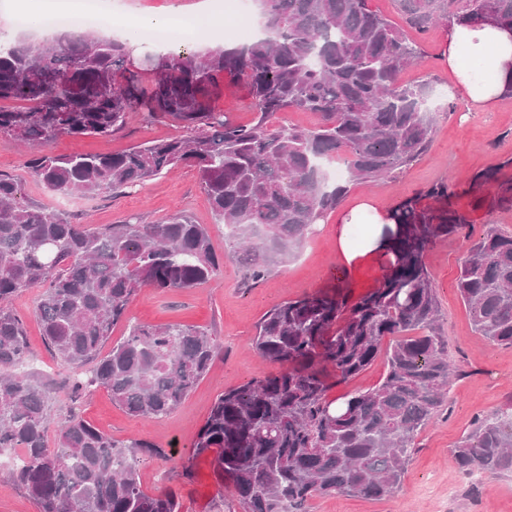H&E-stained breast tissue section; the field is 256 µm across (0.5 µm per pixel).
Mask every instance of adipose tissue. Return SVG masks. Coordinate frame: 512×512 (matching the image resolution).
<instances>
[{"label": "adipose tissue", "mask_w": 512, "mask_h": 512, "mask_svg": "<svg viewBox=\"0 0 512 512\" xmlns=\"http://www.w3.org/2000/svg\"><path fill=\"white\" fill-rule=\"evenodd\" d=\"M473 59L489 64L498 74H505L512 68V34L490 25L457 26L451 29L446 37L443 62L455 72L467 97L469 110L479 112L494 106L503 91V86L498 83L491 87L474 88L469 65ZM363 217L379 226L390 221L388 212L378 210L367 202L361 203L343 216V226L337 231V242L346 263L350 265L359 259L361 253L371 254L379 248L378 239L373 236L369 238L364 252L348 249L346 227L358 223Z\"/></svg>", "instance_id": "ef3b65f1"}]
</instances>
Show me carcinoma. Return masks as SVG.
<instances>
[{
	"label": "carcinoma",
	"instance_id": "carcinoma-1",
	"mask_svg": "<svg viewBox=\"0 0 512 512\" xmlns=\"http://www.w3.org/2000/svg\"><path fill=\"white\" fill-rule=\"evenodd\" d=\"M256 2L268 36L241 48L148 55L139 70L127 67V44L106 33L31 42L0 30V135L26 145L24 167L64 194L130 192L173 169L196 170L226 229L224 256L258 281L295 254L352 185L394 178L430 150V83L400 82L422 62L415 36L484 22L512 32V0H393L401 26L370 0ZM239 85L255 112L249 124L217 111L224 91ZM290 109L319 120L273 126ZM136 111L186 134L112 155L48 150L62 136H110ZM333 159L348 180L328 181L323 167ZM499 173L474 174L471 188L495 183L498 202L512 205V181ZM453 195L438 182L391 210L394 227L382 231L391 259L365 294L321 290L260 319L254 347L283 370L225 389L192 447L211 456L216 482L241 512H308L332 493L381 499L402 488L454 373L426 264L433 245L469 224ZM222 264L209 229L184 213L90 228L27 202L19 180L0 173V448L20 455L9 477L38 512H182L183 503L178 490L149 492L140 480L143 456L162 452L113 438L73 407L53 420L50 383L17 369L30 347L12 300L40 289L41 336L72 370L77 398L103 388L131 416L158 420L222 355L219 338L190 325L131 323L108 355L102 347L141 287L193 288ZM457 290L477 335L512 347L511 233L490 228L470 242ZM382 352L386 371L374 388L329 396ZM453 457L467 475H512V403L475 418Z\"/></svg>",
	"mask_w": 512,
	"mask_h": 512
}]
</instances>
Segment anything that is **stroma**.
<instances>
[{"instance_id":"obj_1","label":"stroma","mask_w":512,"mask_h":512,"mask_svg":"<svg viewBox=\"0 0 512 512\" xmlns=\"http://www.w3.org/2000/svg\"><path fill=\"white\" fill-rule=\"evenodd\" d=\"M447 31L432 30L425 36L422 63L407 70L404 82L431 80L437 111L434 138L429 152L396 178L376 185H354L343 203L350 210L363 200L392 208L419 190L441 180L452 182L454 208L469 215V231L482 235L494 227L512 232V207L494 204L497 186L484 187L483 206H475L470 178L473 173L500 166L503 179L512 178V97L503 96L483 112L466 108L455 74L442 63ZM178 127L149 122L132 115L125 130L108 136L60 137L51 145L57 154H112L152 139L180 135ZM0 171L16 176L24 196L52 207L74 222L98 227L120 224L137 215L153 222L180 211L207 225L216 253L224 251V227L217 224L195 170L180 168L151 179L137 191L109 197L62 195L22 167L14 141L0 138ZM338 214L316 225L297 255L280 264L256 284L246 281V269L238 261L225 260L219 274L195 288L162 291L140 288L131 299L126 322L118 323L113 338L126 333L127 322L145 324L182 323L209 329L224 346V356L170 416L145 422L114 405L105 390H97L79 403L83 417L112 437L138 438L164 450V457L146 460L140 477L151 491L180 490L182 512H229L230 507L215 482L207 456L192 457L197 431L216 397L227 387L241 385L278 372L277 364L263 359L252 346L262 315L280 303L336 285L360 296L375 287L389 257L377 252L352 266H344L337 245ZM466 248L464 238L433 246L426 258L443 312V333L457 376L450 385V406L418 439L419 446L407 465L403 488L392 497L373 500L334 493L310 504V512H512V477L482 475L479 493L470 490L471 480L456 467L451 450L475 417L485 416L512 400V347H492L474 333L461 302L456 278L459 260ZM37 289L21 292L13 301L14 312L23 321L32 360L29 370L56 382L53 417L65 414L75 403L69 387L63 386L65 368L45 347L35 317Z\"/></svg>"}]
</instances>
